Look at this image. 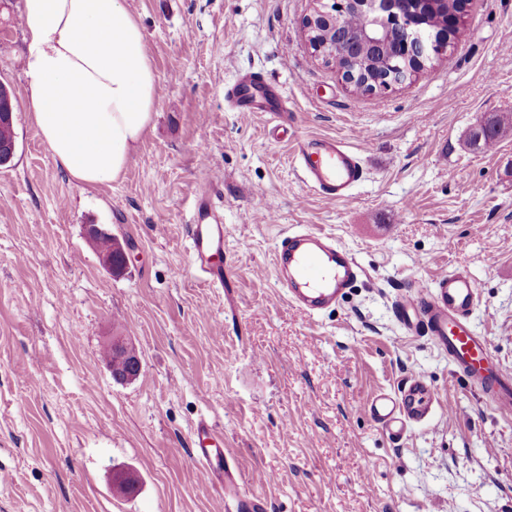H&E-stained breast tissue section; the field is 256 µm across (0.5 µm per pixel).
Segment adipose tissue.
Wrapping results in <instances>:
<instances>
[{
  "label": "adipose tissue",
  "mask_w": 512,
  "mask_h": 512,
  "mask_svg": "<svg viewBox=\"0 0 512 512\" xmlns=\"http://www.w3.org/2000/svg\"><path fill=\"white\" fill-rule=\"evenodd\" d=\"M31 117L70 179H119L153 119L157 77L124 0H22Z\"/></svg>",
  "instance_id": "1"
}]
</instances>
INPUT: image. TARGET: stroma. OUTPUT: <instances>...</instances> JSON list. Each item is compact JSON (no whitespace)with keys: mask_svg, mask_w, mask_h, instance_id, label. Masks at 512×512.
<instances>
[{"mask_svg":"<svg viewBox=\"0 0 512 512\" xmlns=\"http://www.w3.org/2000/svg\"><path fill=\"white\" fill-rule=\"evenodd\" d=\"M158 77L151 128L119 181L90 188L55 163L25 99L21 0H0V83L16 148L0 166V512H226L194 466L200 421L268 512H512V420L447 351L395 308L440 269L481 285L471 315L512 376V0H469L448 50L375 95L352 91L310 48L312 0H125ZM254 73L288 112L241 120L227 91ZM296 135L364 149L348 201L322 198L290 161ZM208 187L224 225L223 287L196 273L189 226ZM128 257L101 263L85 225ZM330 235L365 274L310 315L279 288L281 237ZM126 337L142 363L116 380L103 357ZM430 414L390 437L368 413L412 370ZM267 482L254 483L256 473ZM132 473L137 490L119 492ZM511 128V124L498 117H490L486 125L476 129L470 134V144L489 149L496 145L498 139Z\"/></svg>","mask_w":512,"mask_h":512,"instance_id":"1","label":"stroma"}]
</instances>
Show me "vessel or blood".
<instances>
[{
	"mask_svg": "<svg viewBox=\"0 0 512 512\" xmlns=\"http://www.w3.org/2000/svg\"><path fill=\"white\" fill-rule=\"evenodd\" d=\"M229 100L242 119H249L256 107L246 87L235 85ZM291 159L306 184L331 200L347 201L363 181L365 169L362 153L344 140L335 138L297 137ZM214 213L208 191H201L196 213L189 227L192 260L195 268L211 285L224 283V227L210 223ZM277 281L288 302L310 313L336 304L347 289L361 278L363 269L351 253L331 236L312 231L297 232L281 239L273 256ZM433 290L412 284L399 302L396 315L408 328H423L448 351L449 358L468 381L480 385L496 413L512 418V377L505 376L490 364V349L484 336L476 333L470 317L480 297V284L463 271H441ZM432 400L429 387L419 372H412L401 397L387 393L374 395L368 412L392 436L402 437L409 423L424 419ZM214 427L201 422L199 446L191 455L199 468L221 473L219 487L225 501L236 512H262L260 497L248 494L240 472L231 470L224 459Z\"/></svg>",
	"mask_w": 512,
	"mask_h": 512,
	"instance_id": "vessel-or-blood-1",
	"label": "vessel or blood"
}]
</instances>
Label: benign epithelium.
Masks as SVG:
<instances>
[{
    "label": "benign epithelium",
    "mask_w": 512,
    "mask_h": 512,
    "mask_svg": "<svg viewBox=\"0 0 512 512\" xmlns=\"http://www.w3.org/2000/svg\"><path fill=\"white\" fill-rule=\"evenodd\" d=\"M365 11L363 25L356 41H348L344 36V20L346 0H332V4H324L322 0H314L313 12L305 20L307 37H312L317 25L326 26V33L313 41L312 50L329 65L361 47H374L386 42L388 32L398 33V55L401 61L395 65L386 60L389 67L387 73L376 80L377 89L384 91L412 78L417 71L410 63H426L440 56L447 50L448 33L438 36L427 32L419 23L413 10H402L394 5L393 0H364ZM107 351L115 354L126 353L131 356V368L118 376L121 381L134 379L140 372L141 360L138 354L131 350L122 336H114L107 344Z\"/></svg>",
    "instance_id": "obj_1"
}]
</instances>
